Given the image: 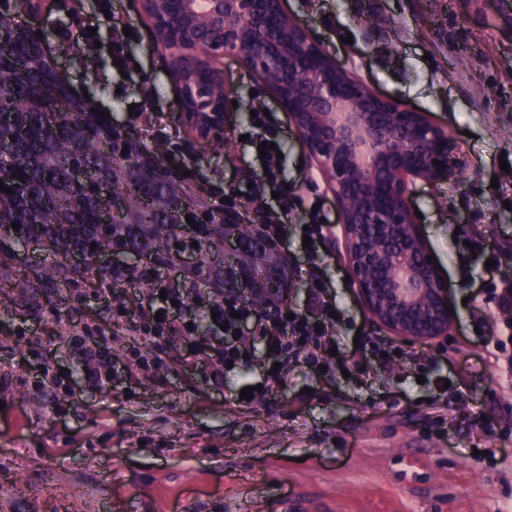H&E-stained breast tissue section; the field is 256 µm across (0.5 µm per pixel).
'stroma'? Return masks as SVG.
I'll list each match as a JSON object with an SVG mask.
<instances>
[{
  "label": "stroma",
  "instance_id": "1",
  "mask_svg": "<svg viewBox=\"0 0 512 512\" xmlns=\"http://www.w3.org/2000/svg\"><path fill=\"white\" fill-rule=\"evenodd\" d=\"M335 60L376 92L429 115L456 137L462 177L418 183L420 229L449 275L457 320L441 343L405 346L393 367L362 372L355 339L390 341L372 324L333 243L318 263L348 315L337 327L345 369L295 366L286 385L263 400L233 402L242 380L266 381L261 364L225 375L215 387L193 349L195 332L170 345L133 340L161 288H180L160 273L153 288L121 290L127 313L100 302L97 279L55 289L39 284L51 263L0 237V512H281L284 497L310 512H512V374L490 359L473 313L497 312L482 293L484 264L462 270L455 229L477 227L502 252L499 274L512 279V0H286ZM44 0L16 21L48 31L46 48L75 91L98 111L115 113L204 196L250 195L262 165L240 142L253 109L274 125L288 122L269 89L241 58L224 61L239 93L227 129L197 138L179 112L141 0ZM96 40L84 39L87 28ZM130 30L126 69L110 53ZM69 39H61L60 31ZM288 180L300 197L293 224L319 207L338 224L336 203L315 162L289 131ZM25 271L32 287L8 282ZM116 361L111 384L82 382L97 345ZM437 353L429 371L416 359ZM448 388H440V381Z\"/></svg>",
  "mask_w": 512,
  "mask_h": 512
}]
</instances>
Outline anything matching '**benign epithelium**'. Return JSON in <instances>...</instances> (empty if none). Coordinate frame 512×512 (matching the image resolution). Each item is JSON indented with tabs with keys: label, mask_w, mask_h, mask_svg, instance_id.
<instances>
[{
	"label": "benign epithelium",
	"mask_w": 512,
	"mask_h": 512,
	"mask_svg": "<svg viewBox=\"0 0 512 512\" xmlns=\"http://www.w3.org/2000/svg\"><path fill=\"white\" fill-rule=\"evenodd\" d=\"M153 31L168 36L157 50L181 59L191 72L197 55L222 73L226 56L252 50L254 77L287 112L300 142L328 179L339 212L336 242L343 243L352 279L368 317L409 342L448 335V287L412 208L416 182L460 176L466 162L459 143L426 114L373 92L331 58L309 29L286 12L283 0H142ZM210 12L211 35L186 36L172 25L200 9ZM179 110L203 138L223 129L233 97L215 98L195 79L174 82ZM226 221V256L239 253L233 288L239 299L288 296V281L248 259V243ZM111 267L142 261L135 252L110 253Z\"/></svg>",
	"instance_id": "1"
}]
</instances>
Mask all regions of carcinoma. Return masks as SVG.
Returning <instances> with one entry per match:
<instances>
[{"label":"carcinoma","instance_id":"carcinoma-1","mask_svg":"<svg viewBox=\"0 0 512 512\" xmlns=\"http://www.w3.org/2000/svg\"><path fill=\"white\" fill-rule=\"evenodd\" d=\"M155 153L114 118L69 99L37 36L0 9V184L11 189H0V234L57 256L45 287L87 277L150 284L157 267L179 270L178 249L195 241L212 296L223 299L235 271L210 243L224 238V213L180 172L157 166ZM106 192L122 200L120 209L106 207ZM112 250L146 255L150 266H98L96 258ZM73 253L81 262L70 261Z\"/></svg>","mask_w":512,"mask_h":512}]
</instances>
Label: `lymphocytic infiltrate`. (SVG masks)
<instances>
[{"instance_id":"f902f5d3","label":"lymphocytic infiltrate","mask_w":512,"mask_h":512,"mask_svg":"<svg viewBox=\"0 0 512 512\" xmlns=\"http://www.w3.org/2000/svg\"><path fill=\"white\" fill-rule=\"evenodd\" d=\"M248 135L251 149H259L264 142L269 145L264 158L267 173L256 182L249 205L262 213L266 210L268 198L276 197L278 207L273 220L264 224L263 234L268 241L287 244L286 228L292 221L296 203L292 191L285 187L287 178L283 166L277 163L274 150L275 144L282 139V130L272 125L259 111L250 120ZM308 284L310 310L306 313L292 310L285 298L277 295L267 298L259 307L241 304L229 294L225 295L222 303H207L204 316L215 317L217 323L225 327L223 336L215 338L203 351L202 362L215 385H223L228 366L237 367L245 361V348L236 340L238 330L244 324L251 326L254 337L268 348L264 355L270 364L267 387L280 386L292 362L302 359L315 369L333 363L330 351L337 345L333 329L343 314L336 305L331 281L323 270L310 273ZM193 297L194 290L190 287L167 291L161 317L150 322L147 334L173 343L187 338L191 330L181 313Z\"/></svg>"}]
</instances>
